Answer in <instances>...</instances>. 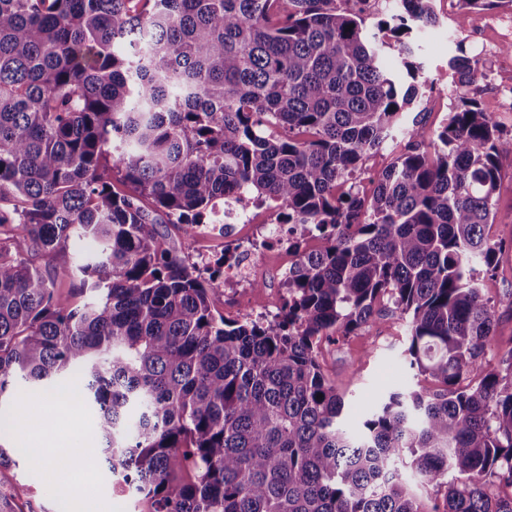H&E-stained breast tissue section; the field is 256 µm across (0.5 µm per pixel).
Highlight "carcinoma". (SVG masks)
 Here are the masks:
<instances>
[{
    "instance_id": "cac0c4a2",
    "label": "carcinoma",
    "mask_w": 512,
    "mask_h": 512,
    "mask_svg": "<svg viewBox=\"0 0 512 512\" xmlns=\"http://www.w3.org/2000/svg\"><path fill=\"white\" fill-rule=\"evenodd\" d=\"M398 2L371 31V0H0V410L20 379L40 399L80 375L91 438L146 512H512V348L485 295L512 250L487 233L512 136L462 97L427 140L402 85L437 14ZM459 2L461 26L512 8ZM448 68L484 76L461 46ZM233 196L292 225L271 319L215 316L231 256L201 270L160 231ZM76 239L92 299L68 308L28 247ZM388 315L432 386L354 433L319 349ZM402 466L443 498L420 501ZM26 492L0 491V512ZM393 158L394 154L390 148L372 153L365 158L363 171L358 178L360 188L365 194H370L374 187V183L381 176L382 172L391 164Z\"/></svg>"
}]
</instances>
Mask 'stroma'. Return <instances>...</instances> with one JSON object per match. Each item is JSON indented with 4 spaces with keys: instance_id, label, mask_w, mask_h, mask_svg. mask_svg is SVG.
I'll return each instance as SVG.
<instances>
[{
    "instance_id": "35a3bbf8",
    "label": "stroma",
    "mask_w": 512,
    "mask_h": 512,
    "mask_svg": "<svg viewBox=\"0 0 512 512\" xmlns=\"http://www.w3.org/2000/svg\"><path fill=\"white\" fill-rule=\"evenodd\" d=\"M434 8L439 28H425L417 34L418 59L425 66L426 77L433 79L447 74L448 58L460 47L480 55L485 70L482 78L465 86L452 83L444 90L422 88L417 109L422 113L425 130L436 133L447 118L451 102L461 94L476 100L505 135H512V54L507 51L508 44L512 43V10L477 11L461 26L457 23L458 0H434ZM500 170L497 215L487 231L490 237L508 238L512 236V156L501 158ZM161 230L180 256L200 268L213 264L232 246L228 239L186 233L181 224H165ZM80 249V243L76 242L70 244L66 253L39 254L33 258L36 266L57 271V296L65 306L72 307L83 301L66 274L67 269L73 268ZM486 295L499 320L494 338L496 345L512 346V316L507 313V306L512 303V253L500 259L493 285ZM406 346L405 323L396 316L366 325L354 336L338 343L324 344L325 357L321 365L344 396L350 426L359 425L373 402L391 391L415 386L417 378L405 358ZM17 443V435L6 438L14 464L0 470V489L9 490L16 483L27 486V496L15 502L16 512H71L68 497L46 486L42 474L18 449ZM100 457V451L91 450L75 467L93 471L100 495L105 503L111 504L112 512H138L139 502L113 492Z\"/></svg>"
}]
</instances>
